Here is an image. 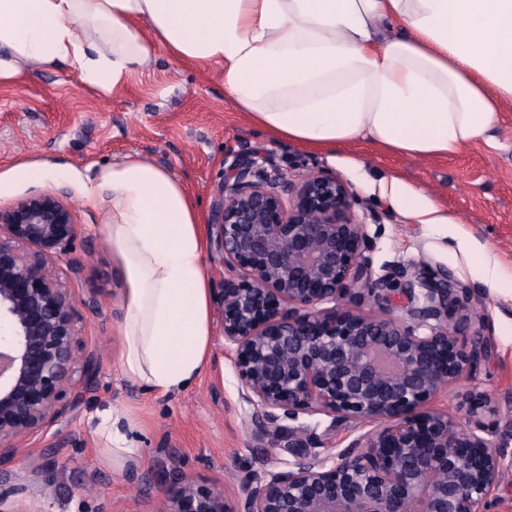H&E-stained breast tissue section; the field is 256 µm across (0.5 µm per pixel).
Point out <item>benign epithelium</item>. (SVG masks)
I'll list each match as a JSON object with an SVG mask.
<instances>
[{"label":"benign epithelium","instance_id":"obj_1","mask_svg":"<svg viewBox=\"0 0 512 512\" xmlns=\"http://www.w3.org/2000/svg\"><path fill=\"white\" fill-rule=\"evenodd\" d=\"M353 191L321 170L278 189L259 153L233 157L218 188L212 238L224 263V346L234 354L240 399L255 436L283 429L282 470L240 476L232 505L210 485L174 476L162 512H490L512 463L487 422L490 400L466 394L456 416L426 408L437 394L473 381L490 337L457 338L448 312L479 298L443 269L416 265L377 276ZM80 235L61 198L36 195L0 208V458L73 409L94 354L75 326L78 303L56 263ZM398 296L401 318L355 306ZM338 422H378L347 447H318ZM290 425H284V422ZM28 488L0 496V512H24Z\"/></svg>","mask_w":512,"mask_h":512}]
</instances>
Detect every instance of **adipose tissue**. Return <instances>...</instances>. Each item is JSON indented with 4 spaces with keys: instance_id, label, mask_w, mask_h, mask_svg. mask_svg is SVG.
<instances>
[{
    "instance_id": "ef3b65f1",
    "label": "adipose tissue",
    "mask_w": 512,
    "mask_h": 512,
    "mask_svg": "<svg viewBox=\"0 0 512 512\" xmlns=\"http://www.w3.org/2000/svg\"><path fill=\"white\" fill-rule=\"evenodd\" d=\"M223 80L249 124L293 142L356 140L406 158L488 139L512 100V0H0V87L62 64L110 95L157 52ZM101 230L122 264L119 369L146 392L192 386L214 336L209 228L166 169L138 157L99 168ZM417 224L451 216L392 178ZM113 463L138 453L131 411L91 413Z\"/></svg>"
}]
</instances>
